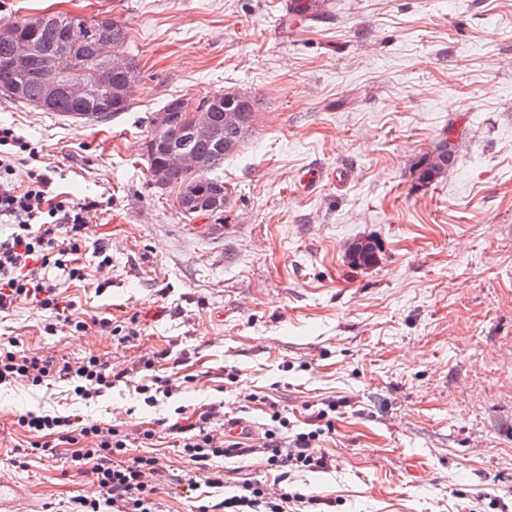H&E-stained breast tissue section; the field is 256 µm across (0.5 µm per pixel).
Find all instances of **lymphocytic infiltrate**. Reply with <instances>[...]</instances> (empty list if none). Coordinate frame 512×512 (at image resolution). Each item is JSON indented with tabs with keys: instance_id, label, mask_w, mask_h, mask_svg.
<instances>
[{
	"instance_id": "1",
	"label": "lymphocytic infiltrate",
	"mask_w": 512,
	"mask_h": 512,
	"mask_svg": "<svg viewBox=\"0 0 512 512\" xmlns=\"http://www.w3.org/2000/svg\"><path fill=\"white\" fill-rule=\"evenodd\" d=\"M30 149L12 128L0 127V223L13 228L7 237H0V314L25 300L49 312L54 324L68 326L75 302L64 295L57 281L84 279L70 257L85 240L84 214L89 205L53 200L48 177L36 171L29 172L27 185L17 186L13 154ZM126 376V371H114L111 363L95 354L73 361L32 353L15 339L0 344V386L36 387L48 381H66L73 384L77 396L89 400L114 388ZM223 421L222 405L214 404L200 414L198 423L189 425L188 435L179 442L190 463L177 479L180 491L223 487L224 473L214 468V459L239 457L249 451L247 441L215 438L213 428ZM18 422L31 432L46 435V442L32 443L34 451H52L56 440L71 445L74 467L98 485V498L72 497L66 512H158L157 497L167 479L166 468L159 457L130 455L131 436L125 430L78 415L28 412L20 415ZM312 424V430L291 436L269 428L259 439L257 449L263 464L282 486L278 496H269L261 483L244 480L238 482L234 495L200 505L199 512H307L320 505L318 496L286 486L290 471L323 472L332 466L329 454L319 451L317 444L334 432L335 423L321 410Z\"/></svg>"
}]
</instances>
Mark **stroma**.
Here are the masks:
<instances>
[{"instance_id": "35a3bbf8", "label": "stroma", "mask_w": 512, "mask_h": 512, "mask_svg": "<svg viewBox=\"0 0 512 512\" xmlns=\"http://www.w3.org/2000/svg\"><path fill=\"white\" fill-rule=\"evenodd\" d=\"M125 27L139 76L126 111L86 121L0 93V124L36 147L51 195L95 201L69 286L83 331H47L21 301L0 336L72 360L100 355L131 385L84 401L72 385L0 389V471L39 512L99 488L34 440L27 411L154 434L184 469L170 423L220 402L263 426L267 400L295 430L335 404L324 472L291 489L324 512H512V0H0L8 22L53 13ZM255 96L252 131L218 171L229 200L184 215L156 187L144 145L168 99ZM456 161L422 186L415 164L443 136ZM323 180L301 191V177ZM378 241L369 266L349 243ZM139 333L121 342L100 319ZM190 377L158 406L135 369Z\"/></svg>"}]
</instances>
